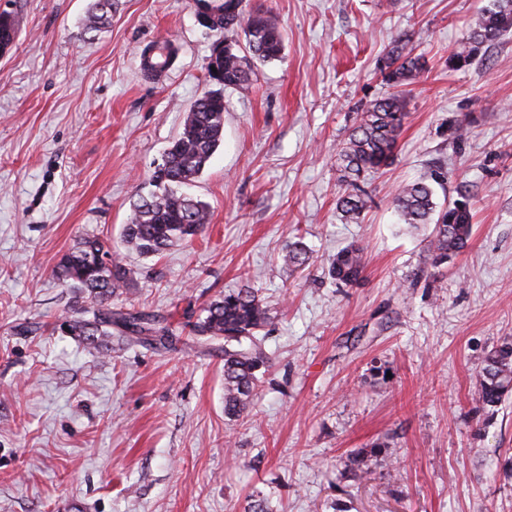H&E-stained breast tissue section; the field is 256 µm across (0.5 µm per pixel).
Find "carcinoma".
Returning a JSON list of instances; mask_svg holds the SVG:
<instances>
[{"label": "carcinoma", "mask_w": 512, "mask_h": 512, "mask_svg": "<svg viewBox=\"0 0 512 512\" xmlns=\"http://www.w3.org/2000/svg\"><path fill=\"white\" fill-rule=\"evenodd\" d=\"M448 58L453 69L473 64L485 45L494 43L512 30V0H491ZM112 9V0H96L87 17V29L94 31ZM0 49L15 38V25L7 14H0ZM224 80L218 90L199 96L186 112L181 131L165 152L164 163L152 172L151 190L132 205L128 224L123 226L125 247L141 256H158L176 243H190L209 223L208 206L185 193L203 173L223 141L225 88L242 87L252 80L255 62H271L281 57L283 39L277 23L259 13H246L226 3L224 17ZM410 39L393 40L382 71L397 91L376 99L356 113L347 137L339 149L341 192L337 209L351 223L359 222L371 197L365 181L392 163L398 137L408 116L403 87L420 74L422 63L413 56ZM451 170H433L411 182L399 185L392 204L401 223L411 228L432 226L426 258L438 268L465 250L472 236V203L468 196L440 205L434 185L444 181ZM365 247L349 244L336 252L328 268L329 277L345 288L355 285L365 270ZM285 264L300 267L310 256L299 242L288 244ZM54 273L76 297L92 305V318L83 317L82 306L65 316L73 335L83 338L94 350L112 351V333L166 347L172 337L162 321L143 312L112 308V296L129 286L133 271L118 252L97 236H86L59 259ZM267 304L251 288L223 294L207 303L196 319L188 321L189 333L200 341H224V415L241 416L250 406L259 386L261 370L270 366V357L260 332L271 323ZM476 401L482 410H491L512 395V339H505L485 357L475 378ZM377 443L351 455V469L367 473L368 458L385 452Z\"/></svg>", "instance_id": "1"}]
</instances>
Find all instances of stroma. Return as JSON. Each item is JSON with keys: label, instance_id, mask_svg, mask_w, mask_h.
Listing matches in <instances>:
<instances>
[{"label": "stroma", "instance_id": "obj_1", "mask_svg": "<svg viewBox=\"0 0 512 512\" xmlns=\"http://www.w3.org/2000/svg\"><path fill=\"white\" fill-rule=\"evenodd\" d=\"M93 2L0 0L17 28L0 54V512H243L256 496L269 512H512L498 474L512 395L487 414L473 389L512 337V32L448 65L490 0H242L278 23L283 57L224 91V139L188 188L210 206L202 236L125 255L133 281L113 306L164 319L175 343L108 356L60 328L76 298L53 269L87 235L121 249L133 201L212 87L224 32L193 0H118L91 32ZM399 36L423 70L353 224L336 209L337 150L354 111L391 92L381 65ZM161 40L177 57L146 76L142 53ZM447 167L436 200L469 191L473 232L435 270L426 232L398 224L390 200ZM292 229L310 254L301 274L281 261ZM353 242L363 280L336 287L328 259ZM245 284L274 315L272 363L230 419L224 346L196 344L186 322ZM378 441L386 453L357 478L350 454Z\"/></svg>", "mask_w": 512, "mask_h": 512}]
</instances>
